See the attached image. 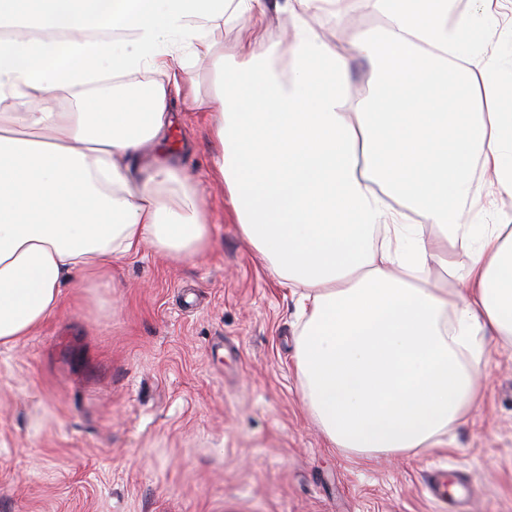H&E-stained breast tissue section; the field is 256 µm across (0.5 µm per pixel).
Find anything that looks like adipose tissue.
<instances>
[{"instance_id": "1", "label": "adipose tissue", "mask_w": 512, "mask_h": 512, "mask_svg": "<svg viewBox=\"0 0 512 512\" xmlns=\"http://www.w3.org/2000/svg\"><path fill=\"white\" fill-rule=\"evenodd\" d=\"M370 2L386 23L350 36L371 64L354 101L346 47L314 23L348 0H0V348L142 245L210 250L192 175L136 166L195 84L191 50L214 89L185 107L210 117L239 233L297 294V367L329 443L443 445L481 400L484 337L512 339V224L464 220L474 168L512 198V89L483 53L495 0L480 25L451 0ZM274 14L289 46L265 37ZM228 18L254 28L231 55L208 39ZM141 71L166 75L148 100L98 91Z\"/></svg>"}]
</instances>
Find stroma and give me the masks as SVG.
<instances>
[{
	"label": "stroma",
	"instance_id": "35a3bbf8",
	"mask_svg": "<svg viewBox=\"0 0 512 512\" xmlns=\"http://www.w3.org/2000/svg\"><path fill=\"white\" fill-rule=\"evenodd\" d=\"M486 49L512 77V0ZM168 151L211 226L202 257L142 248L19 347L0 349V512H439L436 468L469 482L467 512H512V340L488 339L484 399L445 448L356 456L304 404L296 299L239 234L211 177L205 112ZM476 224L512 217L483 170Z\"/></svg>",
	"mask_w": 512,
	"mask_h": 512
}]
</instances>
